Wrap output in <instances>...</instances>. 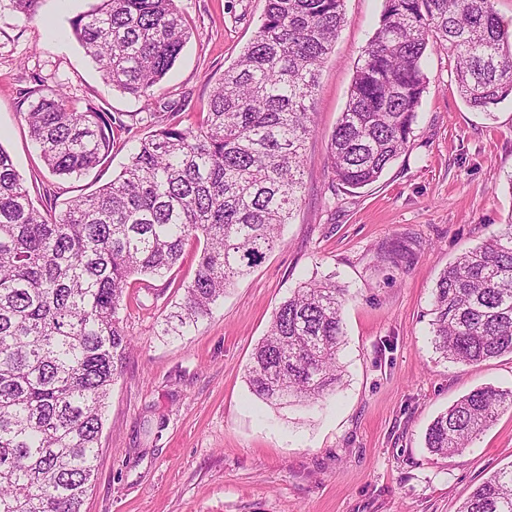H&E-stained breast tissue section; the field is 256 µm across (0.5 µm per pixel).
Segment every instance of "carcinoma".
Returning <instances> with one entry per match:
<instances>
[{
	"instance_id": "1",
	"label": "carcinoma",
	"mask_w": 512,
	"mask_h": 512,
	"mask_svg": "<svg viewBox=\"0 0 512 512\" xmlns=\"http://www.w3.org/2000/svg\"><path fill=\"white\" fill-rule=\"evenodd\" d=\"M344 0H266L253 41L215 84L201 122L154 127L126 166L64 210L36 207L0 146V512H81L95 479L103 409L131 345L120 316L135 276H161L196 243V275L163 319L182 336L281 243L299 205L320 68L345 21ZM113 87L150 105L188 38L176 0H98L71 20ZM451 53L461 98L488 112L512 98V36L491 0H384L330 136L332 181L359 189L405 152L426 89L429 45ZM49 171L81 176L112 151V114L78 109L59 88L25 113ZM344 289L299 285L275 310L247 369L252 392L314 402L341 381ZM443 358L512 355V223L464 252L432 291ZM512 391L464 395L425 433L436 455L461 453ZM459 512H512V465Z\"/></svg>"
}]
</instances>
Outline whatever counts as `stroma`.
Returning <instances> with one entry per match:
<instances>
[{"mask_svg":"<svg viewBox=\"0 0 512 512\" xmlns=\"http://www.w3.org/2000/svg\"><path fill=\"white\" fill-rule=\"evenodd\" d=\"M96 0H44L32 17L0 0V146L35 205L64 209L127 163L148 131L136 102L106 83L71 33ZM188 38L154 89L152 111L182 126L206 111L262 22L265 0H176ZM345 23L320 70L304 193L282 242L184 336L159 323L195 276L192 253L121 312L133 338L103 415L96 478L82 512H458L476 486L512 464V407L463 453L428 452L429 424L470 391H512V355L443 359L431 343L432 289L448 263L512 222V99L485 113L459 96L448 56L428 48L426 89L408 147L378 181L333 185L326 146L383 0H344ZM64 85L78 105L119 117L109 159L80 178L53 175L24 114L37 85ZM408 250L393 265L379 255ZM346 289L342 381L317 404L270 405L246 370L273 313L304 281Z\"/></svg>","mask_w":512,"mask_h":512,"instance_id":"1","label":"stroma"}]
</instances>
